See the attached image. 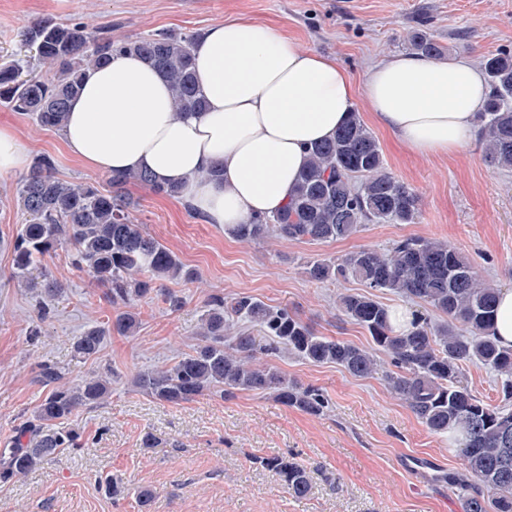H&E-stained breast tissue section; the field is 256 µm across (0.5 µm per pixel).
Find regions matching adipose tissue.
I'll list each match as a JSON object with an SVG mask.
<instances>
[{
	"label": "adipose tissue",
	"instance_id": "obj_1",
	"mask_svg": "<svg viewBox=\"0 0 512 512\" xmlns=\"http://www.w3.org/2000/svg\"><path fill=\"white\" fill-rule=\"evenodd\" d=\"M193 56L206 111L175 115L163 76L118 54L86 71L60 139L91 169L177 182L181 200L223 228L280 211L307 146L331 138L357 101L409 151L448 156L473 140L488 92L462 59L410 54L373 65L358 84L280 29L234 18L211 25Z\"/></svg>",
	"mask_w": 512,
	"mask_h": 512
}]
</instances>
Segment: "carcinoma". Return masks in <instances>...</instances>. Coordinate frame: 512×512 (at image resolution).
<instances>
[{
  "instance_id": "1",
  "label": "carcinoma",
  "mask_w": 512,
  "mask_h": 512,
  "mask_svg": "<svg viewBox=\"0 0 512 512\" xmlns=\"http://www.w3.org/2000/svg\"><path fill=\"white\" fill-rule=\"evenodd\" d=\"M198 32H158L114 39L103 28L50 19L26 23L21 45L38 64L49 63L50 78L13 59L0 60V104L31 117L37 125L60 130L68 105L85 72L116 53L137 55L160 71L170 85L175 112H203L206 100L194 71L193 47ZM409 50L436 59L445 47L425 31L408 38ZM489 93L477 113L486 161L512 170V53L499 51L484 59ZM287 204L271 216H254L228 234L259 242L277 235L292 241L346 239L367 224H413L419 215L416 194L389 173L371 131L352 113L329 140L308 149ZM109 190L70 183L55 175L49 156L38 157L17 189L27 214L13 240L14 277L36 287L32 270L51 250L71 246L75 268L107 288L125 310L108 325L87 327L73 343L77 356L100 352L102 339L115 332L134 334L139 327L133 302L151 294L158 280L190 281L194 272L143 225L131 218L135 202L127 186L140 185L176 197L174 184L156 183L143 171L109 176ZM318 282L354 279L365 294L340 298L344 315L364 329L372 346L361 348L314 329L285 307H273L251 295L230 306L211 295L201 316V343L170 364L137 373L132 386L159 401L180 405L207 393L232 396L238 391L270 395L309 415L328 405L324 393L289 379L259 355L285 351L312 364H336L355 378H378L435 434H457L456 451L466 473L440 475L457 492L462 512H512V349L494 336L499 288L486 283L456 247L425 238H404L383 252L361 249L342 259L317 258L304 264ZM394 293L445 316L433 326L414 315L405 330L395 328L390 309L376 300ZM243 321L258 328L265 344L242 330ZM480 364L500 379L503 404L491 406L472 394L463 366ZM37 381L52 387L22 428L26 445L0 453V477L24 476L61 448H81L82 435L65 426L78 409L99 404L111 391V378L96 376L70 385L53 364L39 367ZM297 498L310 490L306 470L288 456L257 457ZM495 492L493 499L486 490Z\"/></svg>"
}]
</instances>
